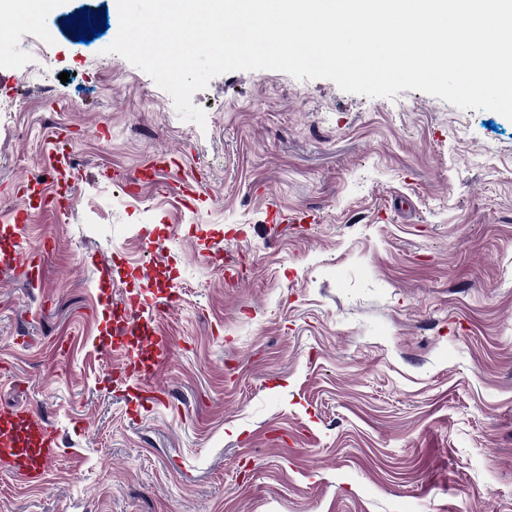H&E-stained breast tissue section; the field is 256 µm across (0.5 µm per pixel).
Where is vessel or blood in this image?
Here are the masks:
<instances>
[{"label": "vessel or blood", "instance_id": "obj_1", "mask_svg": "<svg viewBox=\"0 0 512 512\" xmlns=\"http://www.w3.org/2000/svg\"><path fill=\"white\" fill-rule=\"evenodd\" d=\"M172 160L161 157L142 167L128 179L129 186L140 188L170 172ZM28 215L20 207L13 223L0 225V268L15 278L38 283L42 278L33 258L21 255L18 237L21 224ZM157 313L140 302L124 305L122 321L113 338L99 337L101 346L123 351L126 378L135 382L149 381L167 355L168 341L155 328ZM58 438L42 418L24 410L0 411V467L26 481H40L56 453Z\"/></svg>", "mask_w": 512, "mask_h": 512}]
</instances>
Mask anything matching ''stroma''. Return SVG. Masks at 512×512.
I'll list each match as a JSON object with an SVG mask.
<instances>
[{
	"mask_svg": "<svg viewBox=\"0 0 512 512\" xmlns=\"http://www.w3.org/2000/svg\"><path fill=\"white\" fill-rule=\"evenodd\" d=\"M8 29L0 224L49 198L19 238L39 287L0 270V409L59 449L38 484L0 468V512H512V120L254 70L193 95L200 126L108 53L115 0ZM128 296L168 304L155 404L103 380ZM172 170V160L167 155L160 158V161H151L150 164L142 167L137 173L128 179V186L142 188L157 180L163 173Z\"/></svg>",
	"mask_w": 512,
	"mask_h": 512,
	"instance_id": "1",
	"label": "stroma"
}]
</instances>
